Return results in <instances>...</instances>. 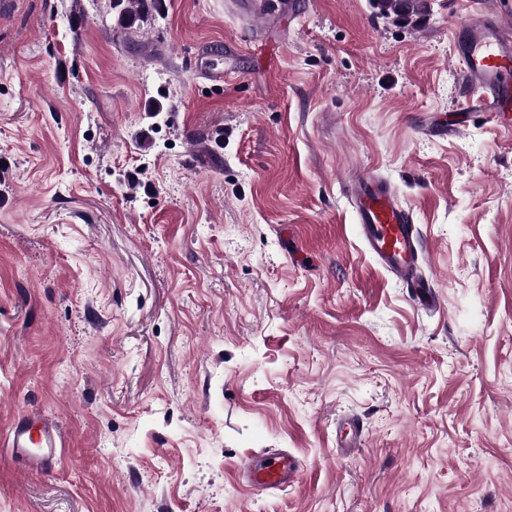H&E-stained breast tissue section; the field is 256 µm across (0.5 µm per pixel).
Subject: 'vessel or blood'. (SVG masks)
I'll return each instance as SVG.
<instances>
[{
	"mask_svg": "<svg viewBox=\"0 0 512 512\" xmlns=\"http://www.w3.org/2000/svg\"><path fill=\"white\" fill-rule=\"evenodd\" d=\"M455 44L465 82L479 94L478 110L503 112L511 107L512 23L503 14H490L483 0H470ZM351 205L366 252L410 288L416 300H425L430 285L418 276L421 234L410 211L399 206L390 188L368 169L353 177ZM363 431L354 418L337 423V447H358ZM7 444L28 470L42 472L57 459L63 436L54 421L34 414L12 424ZM297 470L295 460L272 454L246 464L243 476L250 486L270 490L287 484Z\"/></svg>",
	"mask_w": 512,
	"mask_h": 512,
	"instance_id": "b4317fda",
	"label": "vessel or blood"
}]
</instances>
